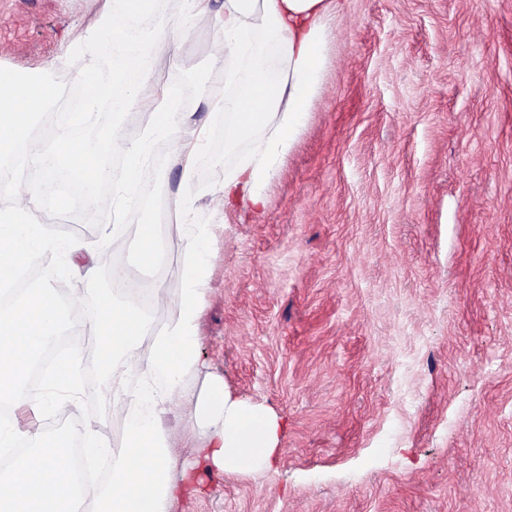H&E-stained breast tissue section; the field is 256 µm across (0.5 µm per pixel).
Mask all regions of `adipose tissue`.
<instances>
[{
    "mask_svg": "<svg viewBox=\"0 0 512 512\" xmlns=\"http://www.w3.org/2000/svg\"><path fill=\"white\" fill-rule=\"evenodd\" d=\"M188 16L213 18L211 58L221 82L207 90L211 112L224 116V147L251 140L250 149L209 192L212 221L190 223L195 179L205 148V125L171 108L161 79L163 63L151 38L131 36L132 22L156 12V0H104L95 29L78 43L82 57L75 81L95 88L101 64L119 58L113 82L137 74L113 114L136 109L149 116L150 133L168 139L181 168L173 206L181 219L160 228L138 227L134 260L147 271L166 262L178 243L182 285L171 291L113 269V287L98 282V244L74 239L58 244L44 222V196L36 185L48 164L67 170L87 187L111 180L115 193L144 197L152 187L144 176L143 140L114 128L104 134L108 152L124 158L109 176L96 148L76 143L59 126L50 136L33 129L58 95L48 81L0 70V188L9 206L0 210V284L20 270L57 255L68 267L62 286L26 288L0 302V401L11 417L0 427V450L11 452L0 481V512H177L192 472L248 474L273 465L285 425L258 406L234 398L221 376L190 383L203 354L199 320L211 291L212 247L224 234V215L262 213L265 190L284 165L321 92L328 63V21L342 0H224L213 13L211 0H185ZM245 84H238L239 70ZM168 316L157 325L155 313ZM92 337L101 381L86 385L80 348L57 359L39 384H28L33 363L64 334ZM107 404L121 421L123 441L114 446L97 417L86 415L83 397ZM59 413L79 428L82 454L91 463L113 459L108 483L81 480L72 456L43 432V421ZM183 419L180 438L167 434L164 418ZM198 441L192 470L178 467L183 442Z\"/></svg>",
    "mask_w": 512,
    "mask_h": 512,
    "instance_id": "ef3b65f1",
    "label": "adipose tissue"
}]
</instances>
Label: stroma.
<instances>
[{"label":"stroma","instance_id":"35a3bbf8","mask_svg":"<svg viewBox=\"0 0 512 512\" xmlns=\"http://www.w3.org/2000/svg\"><path fill=\"white\" fill-rule=\"evenodd\" d=\"M103 0H0V66L73 89L65 46ZM182 23L178 39L160 26ZM154 50L179 110L210 121L197 182L238 159L209 117L211 21L157 0ZM305 128L258 217L226 214L200 319L211 371L286 423L273 466L205 472L183 512H512V0H345ZM147 137L165 226L178 167L135 112L77 126ZM53 239H96L94 189L46 204Z\"/></svg>","mask_w":512,"mask_h":512}]
</instances>
